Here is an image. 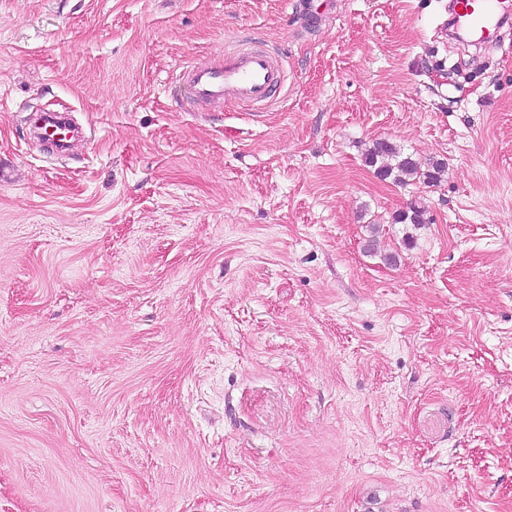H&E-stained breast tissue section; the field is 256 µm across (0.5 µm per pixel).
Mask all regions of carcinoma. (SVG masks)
I'll return each mask as SVG.
<instances>
[{"mask_svg":"<svg viewBox=\"0 0 512 512\" xmlns=\"http://www.w3.org/2000/svg\"><path fill=\"white\" fill-rule=\"evenodd\" d=\"M367 165L375 168L376 174L384 179H390L395 183L406 184L410 181H418L433 185L440 181L445 165L434 160L426 167L421 165L412 155L402 151L397 145L386 139L373 142L365 153ZM396 224L420 225L425 223V208L412 204L409 209L398 213L394 217Z\"/></svg>","mask_w":512,"mask_h":512,"instance_id":"obj_1","label":"carcinoma"}]
</instances>
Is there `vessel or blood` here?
I'll use <instances>...</instances> for the list:
<instances>
[{"label": "vessel or blood", "mask_w": 512, "mask_h": 512, "mask_svg": "<svg viewBox=\"0 0 512 512\" xmlns=\"http://www.w3.org/2000/svg\"><path fill=\"white\" fill-rule=\"evenodd\" d=\"M455 11L468 35L484 34L498 24L497 0H455ZM284 78L277 56L258 48L233 47L222 63L192 69L185 80L189 103L242 104L263 109L272 104Z\"/></svg>", "instance_id": "b4317fda"}]
</instances>
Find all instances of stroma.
Listing matches in <instances>:
<instances>
[{"label":"stroma","mask_w":512,"mask_h":512,"mask_svg":"<svg viewBox=\"0 0 512 512\" xmlns=\"http://www.w3.org/2000/svg\"><path fill=\"white\" fill-rule=\"evenodd\" d=\"M296 2L0 0V512H512V26ZM244 35L272 105L182 108ZM365 162L370 167L378 165L375 172L381 179H392L394 183L400 184L418 181L434 185L440 181L445 169V165L439 160L429 162L423 169L411 154L404 153L386 139L373 142L365 153Z\"/></svg>","instance_id":"stroma-1"}]
</instances>
